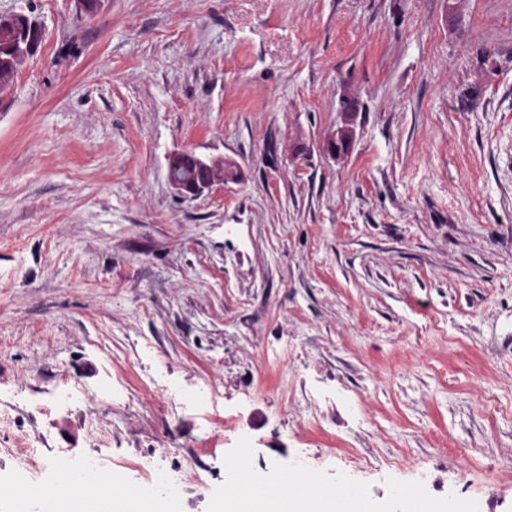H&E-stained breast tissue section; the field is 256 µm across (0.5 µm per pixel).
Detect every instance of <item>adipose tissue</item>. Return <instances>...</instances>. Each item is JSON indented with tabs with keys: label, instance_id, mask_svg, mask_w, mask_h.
<instances>
[{
	"label": "adipose tissue",
	"instance_id": "1",
	"mask_svg": "<svg viewBox=\"0 0 512 512\" xmlns=\"http://www.w3.org/2000/svg\"><path fill=\"white\" fill-rule=\"evenodd\" d=\"M305 476L289 477V490L274 493L266 486L231 485L225 492L222 512H367V505L353 491L330 498L314 496L304 488ZM160 500L129 498L125 487L111 478H99L92 491L74 489L68 473L59 485L43 496V512H159Z\"/></svg>",
	"mask_w": 512,
	"mask_h": 512
}]
</instances>
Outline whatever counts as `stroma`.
<instances>
[{
    "label": "stroma",
    "mask_w": 512,
    "mask_h": 512,
    "mask_svg": "<svg viewBox=\"0 0 512 512\" xmlns=\"http://www.w3.org/2000/svg\"><path fill=\"white\" fill-rule=\"evenodd\" d=\"M0 485L229 468L512 512V0H0ZM359 115L348 155L324 143ZM191 148L231 176L195 199ZM2 18L0 21V93L5 92L10 86L26 56L32 55L36 50L42 34L36 37L35 50L26 52L24 42L28 39V29L32 28L37 22L28 15ZM184 157L189 162V168L193 173H188L187 176H180L175 174V169L179 174H184L187 171L188 164L185 160L178 157L174 160L173 166L168 167V180L170 184L177 190L183 198H195L200 196L204 191L209 190L216 182L223 180L221 173L215 176L221 179H216L210 176V172L215 173L219 169L224 168V160L222 159H206L197 155L193 150L184 149L175 153ZM202 170L203 176L196 174Z\"/></svg>",
    "instance_id": "35a3bbf8"
}]
</instances>
